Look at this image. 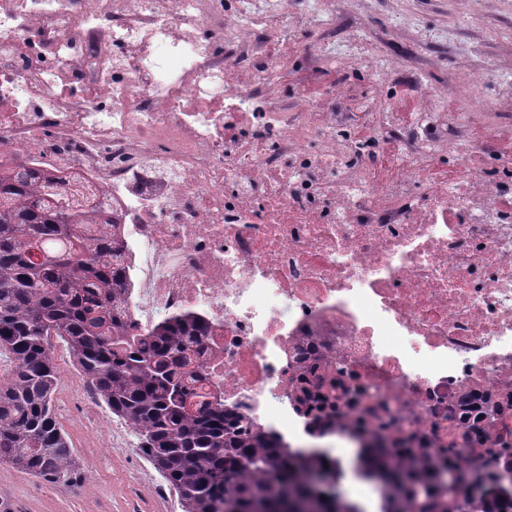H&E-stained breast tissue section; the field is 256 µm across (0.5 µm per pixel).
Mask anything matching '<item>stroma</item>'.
Wrapping results in <instances>:
<instances>
[{"label":"stroma","instance_id":"stroma-1","mask_svg":"<svg viewBox=\"0 0 512 512\" xmlns=\"http://www.w3.org/2000/svg\"><path fill=\"white\" fill-rule=\"evenodd\" d=\"M329 6L349 20L347 29L331 37L336 48L357 43L361 57L386 56L392 70L389 79L376 81L360 67L345 69L341 78L350 93L343 111L374 96L393 107L400 98L412 97L403 51L414 45H426L422 71L437 83L448 71L473 72L488 61L512 72V42L500 36L512 26V0H330ZM288 8L300 23L298 37L281 34L268 47L269 54L288 61L270 87V99L280 104L305 98L312 87L324 95L333 87L332 76L309 68L298 49L300 39L322 34L318 16L308 0H288ZM55 362L61 381L55 394L57 419L79 459L82 478L62 489L0 465V499L10 501L13 512H181L174 492H155L162 477L140 451L107 452L121 419L104 403L90 407L74 399L70 388L81 373L73 356H59Z\"/></svg>","mask_w":512,"mask_h":512}]
</instances>
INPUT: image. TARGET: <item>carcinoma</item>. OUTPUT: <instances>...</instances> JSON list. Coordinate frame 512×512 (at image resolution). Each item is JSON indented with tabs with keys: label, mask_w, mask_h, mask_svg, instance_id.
<instances>
[{
	"label": "carcinoma",
	"mask_w": 512,
	"mask_h": 512,
	"mask_svg": "<svg viewBox=\"0 0 512 512\" xmlns=\"http://www.w3.org/2000/svg\"><path fill=\"white\" fill-rule=\"evenodd\" d=\"M51 176L24 164L0 170V463L58 487L80 476L74 448L56 417L60 375L50 338L66 344L113 415L138 436L139 451L177 494L182 512H369L338 485L336 473L283 449L279 439L199 395L196 334L186 313L137 335L115 312L127 287L121 244L87 236L101 213L75 209ZM422 456L410 467L377 455L355 476L384 490L381 512H486L496 462L455 475L445 501Z\"/></svg>",
	"instance_id": "1"
}]
</instances>
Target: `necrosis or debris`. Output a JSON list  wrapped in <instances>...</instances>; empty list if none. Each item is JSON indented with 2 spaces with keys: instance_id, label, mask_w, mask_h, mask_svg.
Segmentation results:
<instances>
[{
  "instance_id": "1",
  "label": "necrosis or debris",
  "mask_w": 512,
  "mask_h": 512,
  "mask_svg": "<svg viewBox=\"0 0 512 512\" xmlns=\"http://www.w3.org/2000/svg\"><path fill=\"white\" fill-rule=\"evenodd\" d=\"M253 2L0 0V165L98 204L124 243L126 323L200 317L206 388L255 428L345 473L381 437L401 463L512 471L505 99L442 119L423 81L406 123L375 97L337 111L341 82L297 112L267 105L284 63L253 61L297 24L288 0Z\"/></svg>"
}]
</instances>
